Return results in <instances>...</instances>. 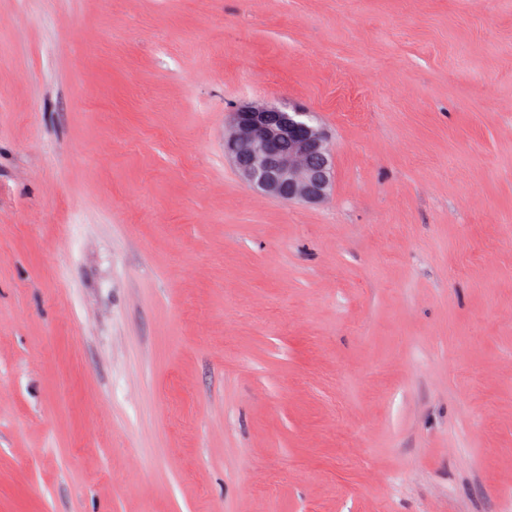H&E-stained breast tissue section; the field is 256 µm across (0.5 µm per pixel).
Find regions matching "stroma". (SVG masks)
I'll return each mask as SVG.
<instances>
[{
  "label": "stroma",
  "instance_id": "1",
  "mask_svg": "<svg viewBox=\"0 0 512 512\" xmlns=\"http://www.w3.org/2000/svg\"><path fill=\"white\" fill-rule=\"evenodd\" d=\"M0 512H512V0H0ZM228 124L224 157L252 191L304 204L331 194L334 153L313 112L245 101L228 113Z\"/></svg>",
  "mask_w": 512,
  "mask_h": 512
}]
</instances>
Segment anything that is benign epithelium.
I'll return each instance as SVG.
<instances>
[{
    "label": "benign epithelium",
    "instance_id": "7a95c632",
    "mask_svg": "<svg viewBox=\"0 0 512 512\" xmlns=\"http://www.w3.org/2000/svg\"><path fill=\"white\" fill-rule=\"evenodd\" d=\"M228 124L224 157L252 191L304 204L331 194L334 153L314 113L245 101L228 113Z\"/></svg>",
    "mask_w": 512,
    "mask_h": 512
}]
</instances>
